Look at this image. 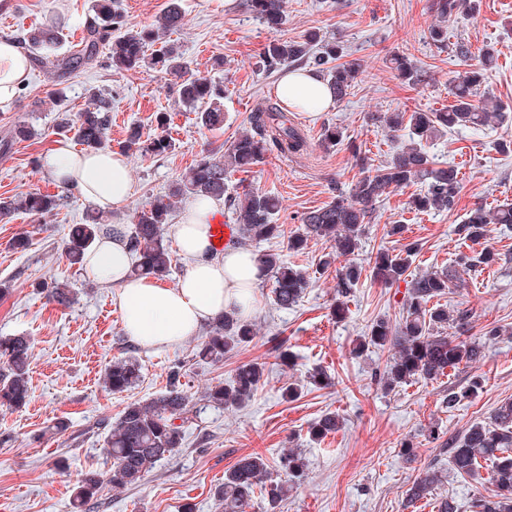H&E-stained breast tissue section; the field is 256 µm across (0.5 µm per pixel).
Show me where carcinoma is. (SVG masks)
<instances>
[{"label":"carcinoma","mask_w":512,"mask_h":512,"mask_svg":"<svg viewBox=\"0 0 512 512\" xmlns=\"http://www.w3.org/2000/svg\"><path fill=\"white\" fill-rule=\"evenodd\" d=\"M246 6L256 20L269 29L277 30L286 22V0H246ZM475 8V0H429L428 4V9L443 20ZM91 11L93 15L81 41L65 53L58 52L61 34L51 21L27 30L23 41L38 51V61L43 67L62 74L90 64L97 58L100 47L107 45L112 70L128 72L148 67L169 75L173 77L172 85L180 102L197 112L199 124L209 130L224 126V86L204 76H185L182 53L175 43L165 40L155 52L146 54V45L160 40L159 32L171 34L182 26L183 17L177 4H170L155 23L136 30L127 26L116 8V0H93ZM342 57V46L315 31H308L298 40L269 42L263 49L261 62L273 71L294 63L316 69L332 87L334 101L340 103L350 95L362 73L361 60L344 61ZM389 63L408 86L429 80L427 71L405 55H393ZM481 79L482 73L476 69L460 72L453 88L454 104L446 111L370 113L369 119L382 124L390 133L408 130L410 144L377 168L371 167L359 151H353L362 177L348 193L338 183H333L331 201L301 216V230L288 236V250L300 252L310 240H323L329 244V252L323 255L319 267L328 270L338 257L359 252L363 225L371 221L381 198L392 188L415 182L426 186L424 192L410 201L415 210L423 213L453 210L460 192L458 170L453 165L435 163L423 142L455 127L493 128L503 121L501 103H486L480 108L473 103ZM87 98L89 107L82 112L72 113L61 108L57 126L85 150L109 148L112 97L90 88ZM170 120L169 115L158 114L156 122L160 132L146 138L139 128H130L121 149L149 157L173 152L175 140L166 133ZM34 136V127L19 122L9 131L3 146ZM306 150V137L291 121L288 110L276 102L257 108L248 117V129L227 150L203 151L167 194L135 212L131 225L123 229L132 255L130 275L157 279L169 275L174 256L166 243L164 230L171 223L178 199L227 200L235 209L240 239L260 243L284 237L283 225L274 220L279 211L278 198L256 189L234 197L228 193V176L233 171H245L263 162L269 153L296 155ZM63 200L62 195L21 191L0 199V221L6 222L16 213L38 220L59 207ZM489 224L512 225V207L477 206L466 214L458 234L475 240L485 234ZM106 232V224L97 215L88 217L83 224L70 225L62 242V251L69 263L82 264L85 253ZM240 239L232 241V245H241ZM416 251V243H406L396 254L380 251L364 265L351 263L336 270L333 315L338 319L346 314L343 298L358 285L364 271H369L371 278L384 286L406 283L401 320L397 323L382 318L373 321L352 350L356 356L371 346L393 351L380 376V382L388 391L413 380H436L451 370L469 368L484 357L483 343L458 341L448 335L450 326L459 329L467 326L468 315L448 308L440 300L460 281V273L495 265L501 260L500 254L489 249L462 253L448 268L427 271L409 279L407 271ZM259 263L272 281L274 304L281 309L296 305L309 286L307 273L288 266L280 254L274 252L261 254ZM36 287L58 305L68 306L72 302V292L65 283L45 280L36 283ZM255 335L252 322L235 312L226 313L212 321L207 335L197 345L196 357L205 363H222L252 343ZM30 359L28 337H0V407L20 409L28 403ZM264 375L265 365L242 364L235 369L230 385L220 383L209 388L203 401L217 408L242 406L251 400ZM179 377L180 373L174 372L173 382L165 393L146 402H131L123 409L106 438L112 465L104 474L87 472L79 480L73 496L75 512L87 509L103 483L117 487L136 485L158 462L182 447V420L188 412L189 397ZM141 378V363L129 356L113 361L105 369L104 383L116 394L131 390ZM479 389L480 380L472 377L460 390L449 392L444 403L453 408ZM341 427L338 416L327 413L311 424L310 440L320 442ZM439 453L448 457L450 472L461 478L474 476L482 468V462H487L494 490L490 496L476 500V512H512V399L494 409L491 422L475 423L459 439L441 444ZM279 466L293 476L304 471L306 461L300 451L291 449L280 458ZM268 474L269 463L262 455L252 453L240 458L224 473V484L218 489L224 512H247L258 495L269 501V512H277L287 489L279 484H267ZM439 482V470L432 466L425 468L408 490L409 501L426 497Z\"/></svg>","instance_id":"cac0c4a2"}]
</instances>
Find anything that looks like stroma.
Listing matches in <instances>:
<instances>
[{
  "instance_id": "obj_1",
  "label": "stroma",
  "mask_w": 512,
  "mask_h": 512,
  "mask_svg": "<svg viewBox=\"0 0 512 512\" xmlns=\"http://www.w3.org/2000/svg\"><path fill=\"white\" fill-rule=\"evenodd\" d=\"M184 20L171 34L189 71L224 85V128L208 131L195 115L178 104L163 74L140 69L117 73L106 57L84 70L61 77L32 64L30 79L17 93L11 108L0 111V138L18 121L32 124L37 134L0 153V198L19 191L58 193L59 187L32 164L35 157L62 141L56 113L60 106L74 112L88 105L89 88L112 96L113 142L125 139L130 125L144 135L155 132V115L172 116L171 135L178 148L163 157L128 155L136 193L129 204L138 210L169 187L208 145L231 143L246 127L250 112L271 101L278 72L259 61L261 48L273 39L290 41L305 32L318 31L336 39L347 58L363 62L348 98L327 112L310 116L293 114L304 132L308 149L300 156L270 154L252 172H237L231 193L247 188L279 198L277 221L288 234L300 226L302 213L322 206L331 198L330 184L350 189L359 176L351 146H360L370 164L380 166L408 141L406 132L388 137L383 127L371 123V112L446 110L453 102L452 86L465 68L452 44L469 42L473 57L493 49L496 65L484 71L476 103L486 98L500 101L507 110L502 125L493 129H459L429 140L426 149L438 163L455 165L462 190L450 212L418 213L411 210L414 183L392 190L377 205L370 224L363 228L360 258L382 249L399 250L418 243L412 258V274L452 265L463 246L457 228L477 205L494 207L512 202V153H499L496 142L512 140V0H479L474 11L449 18L445 50L436 49L429 30L438 19L428 0H287V22L273 31L247 13L242 0L225 7L224 0H180ZM92 0H0V39H13L24 29L53 17L63 27L65 45L78 43L90 16ZM403 54L431 75L427 84H402L389 64L392 55ZM223 69H213L215 58ZM336 123L343 131L341 143L321 144L324 124ZM91 207L71 196L41 222L22 213L0 223V336L20 335L32 342L30 398L19 410L0 407V512H71L74 490L89 471L105 472L111 466L105 436L127 404L147 401L165 392L173 367H180L191 406L200 410L185 424V439L178 453L162 460L140 484L116 488L103 484L89 512H181L191 503L193 512H224L216 491L224 474L247 454L259 453L271 465L270 478L287 482L288 494L281 512H433L443 496L453 497L458 512H472L476 497L488 494L483 477L449 478L408 508L407 491L436 454L431 431L443 438L460 436L475 423L487 422L498 403L512 398V336L485 344V356L473 371L453 372L434 381L415 380L392 391L384 390L378 377L390 357L377 348L353 356L352 347L367 326L380 318L399 321L404 288H386L362 276L347 299L348 312L338 322L330 314L336 296L335 274L348 265L341 257L334 268L317 273L324 241H309L304 252L288 251L285 238L249 244V251L282 253L289 265L310 275V285L300 302L282 310L272 300L270 282H261L248 318L257 335L223 364H206L195 357L199 337L180 345L147 351L125 335L112 286L84 276L81 267L69 265L60 250L69 225L83 223ZM402 227L401 236L389 233ZM27 235L25 252L12 250L10 241ZM491 248L504 258L497 264L463 275L445 301L467 312L469 338L492 326H512V227L492 224L472 250ZM42 279L67 281L74 302L62 307L37 291ZM285 344L294 360L274 366L271 351ZM126 356L139 359L143 378L130 391L115 394L104 384V370ZM266 363L265 375L254 397L240 408H202L208 387L229 382L236 367ZM324 370L331 386L321 388L309 380L313 370ZM479 375L482 389L455 408L442 403L449 388ZM301 386L296 400L282 399L288 383ZM328 412L339 414L342 428L321 442L308 435L310 425ZM69 426L60 435L51 428L58 420ZM410 441L419 458L406 462L400 444ZM301 449L307 469L289 481L278 468L288 449Z\"/></svg>"
}]
</instances>
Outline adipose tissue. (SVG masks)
Masks as SVG:
<instances>
[{"label": "adipose tissue", "mask_w": 512, "mask_h": 512, "mask_svg": "<svg viewBox=\"0 0 512 512\" xmlns=\"http://www.w3.org/2000/svg\"><path fill=\"white\" fill-rule=\"evenodd\" d=\"M29 73V58L18 44L0 40V109L10 106ZM275 93L289 109L315 115L333 104L328 84L307 68L285 71ZM128 169L123 154L107 149L85 153L59 143L42 156L45 175L93 208L114 213L118 227L124 224L134 195ZM219 213L214 200H194L185 207L175 236L188 265L173 287L153 278L130 276L131 255L122 238L101 237L86 253L84 275L112 284L124 332L132 343L144 349L173 348L221 313L250 310L262 270L249 250L216 251L211 232Z\"/></svg>", "instance_id": "adipose-tissue-1"}]
</instances>
